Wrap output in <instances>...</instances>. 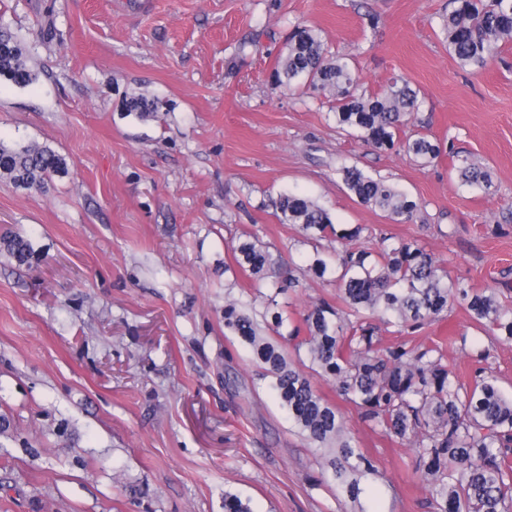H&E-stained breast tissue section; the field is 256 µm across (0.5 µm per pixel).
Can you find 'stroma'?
<instances>
[{"label": "stroma", "instance_id": "1", "mask_svg": "<svg viewBox=\"0 0 512 512\" xmlns=\"http://www.w3.org/2000/svg\"><path fill=\"white\" fill-rule=\"evenodd\" d=\"M450 0H0L36 82L0 81V141L50 146L68 164L44 193L0 179V512H434L408 444L341 404L372 457L359 502L336 493L224 301L276 295L298 319L333 286L307 271L311 245L275 203L295 190L338 224L415 239L454 277L512 289V50L460 67L441 34ZM317 29L365 88L420 91L405 136L427 133L488 164L496 190L460 188L448 157L419 166L336 127L328 104L270 74L295 23ZM162 102L141 121L122 100ZM357 165L417 202L411 222L359 204L337 170ZM252 237L267 278L232 272ZM301 285L277 291L283 263ZM440 342L462 378L490 344L463 305L413 334ZM493 345V344H490ZM487 367L512 396V343ZM0 244L9 252L19 264H30L33 252L30 243L20 235L0 237Z\"/></svg>", "mask_w": 512, "mask_h": 512}]
</instances>
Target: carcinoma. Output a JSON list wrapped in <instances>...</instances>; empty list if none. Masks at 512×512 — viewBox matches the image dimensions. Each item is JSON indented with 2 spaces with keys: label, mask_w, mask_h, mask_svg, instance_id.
<instances>
[{
  "label": "carcinoma",
  "mask_w": 512,
  "mask_h": 512,
  "mask_svg": "<svg viewBox=\"0 0 512 512\" xmlns=\"http://www.w3.org/2000/svg\"><path fill=\"white\" fill-rule=\"evenodd\" d=\"M451 4L441 31L460 66L480 73L504 48H512V0ZM273 77L290 90L308 89L324 98L336 128L375 149L402 150L423 167L443 153L441 143L428 134L401 137L419 108V91L407 79L396 78L378 92L362 89L355 68L333 56L321 35L304 23L293 26ZM0 78L19 86L37 79L21 40L2 25ZM124 109L144 120L156 116L160 102L131 95ZM451 161L461 187L493 193L490 167L468 155L453 154ZM66 173L65 158L46 146L0 143V178L18 188L44 193L53 177ZM340 173L360 204L397 223L413 220L417 204L405 192L355 165L341 166ZM277 209L281 223L293 225L303 241L333 238L340 245L334 265L318 249L307 259L313 277L336 287V301L315 304L291 326L283 344L269 336L288 320L274 296L267 298L259 318L248 303L224 302V328L250 347L298 432L323 452L336 490L360 501L362 480L375 465L336 405L318 392L316 377L332 379L339 396L373 429L415 447L414 474L425 484L435 512H512V399L501 394L496 378L483 368L463 381L435 342L382 345L377 325L380 321L401 337L462 303L478 332L512 342V299L452 278L416 240L392 242L384 236L377 247H369L370 227L340 228L308 196L284 192ZM0 244L18 263L32 262L31 245L22 236H1ZM234 261L242 275L261 280L270 256L246 238L234 248ZM224 512L251 509L239 495L226 492Z\"/></svg>",
  "instance_id": "carcinoma-1"
}]
</instances>
